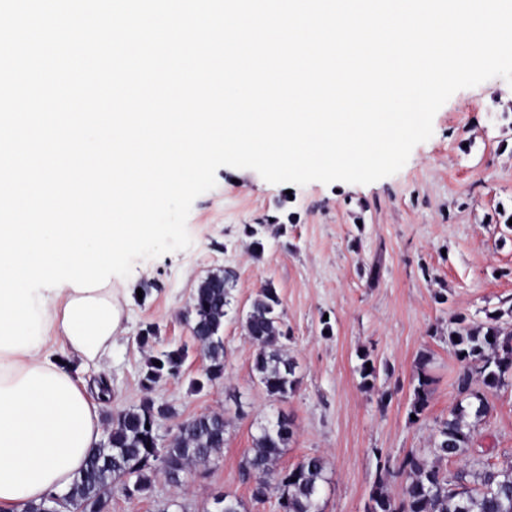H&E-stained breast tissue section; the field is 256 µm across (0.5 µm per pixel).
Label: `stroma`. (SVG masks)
<instances>
[{
    "instance_id": "1",
    "label": "stroma",
    "mask_w": 512,
    "mask_h": 512,
    "mask_svg": "<svg viewBox=\"0 0 512 512\" xmlns=\"http://www.w3.org/2000/svg\"><path fill=\"white\" fill-rule=\"evenodd\" d=\"M279 225L261 255L248 248V230ZM188 249L139 259L129 277H112L120 328L98 362L53 349L90 395L99 381L111 388L100 404L102 424L145 399L170 407L161 436L203 413L231 419L219 460L191 472L184 485L157 478L146 494L114 493L111 512H157L175 501L184 512H210L215 495L229 493L242 512H280L277 491L265 504L252 499L240 463L261 425L284 413L294 434L280 469L309 455L326 462L321 512H366L377 482L399 496L398 468L412 451L431 446L442 418L460 394L467 369L448 341L462 323L495 315L512 331V85L493 78L454 93L433 120V135L415 146L396 174L367 185L318 181L271 184L250 169L221 167L214 189L197 197ZM235 274L224 319V375L192 385L208 364L194 345L187 313L198 281L209 272ZM276 288L288 330L286 348L298 367V386L285 401L255 377L256 347L242 329L250 301ZM157 334L149 344L146 326ZM188 345L179 376L145 388L150 357ZM378 361L373 387L361 384V352ZM428 353L429 407L411 416L413 375ZM471 453L494 465L512 463V382L488 395Z\"/></svg>"
}]
</instances>
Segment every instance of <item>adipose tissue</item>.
Here are the masks:
<instances>
[{
	"mask_svg": "<svg viewBox=\"0 0 512 512\" xmlns=\"http://www.w3.org/2000/svg\"><path fill=\"white\" fill-rule=\"evenodd\" d=\"M42 345L0 350V512L65 492L100 437L98 404L49 355L47 341L103 358L120 323L112 291H49Z\"/></svg>",
	"mask_w": 512,
	"mask_h": 512,
	"instance_id": "adipose-tissue-1",
	"label": "adipose tissue"
}]
</instances>
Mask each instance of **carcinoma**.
<instances>
[{
	"label": "carcinoma",
	"instance_id": "obj_1",
	"mask_svg": "<svg viewBox=\"0 0 512 512\" xmlns=\"http://www.w3.org/2000/svg\"><path fill=\"white\" fill-rule=\"evenodd\" d=\"M233 281L230 270L213 272L198 282L193 294L188 312L193 340L209 360L195 381L199 387L224 374V318L231 305ZM280 306L276 289L267 286L251 300L242 328L256 345L253 370L259 382L269 396L286 400L296 389V362L286 350L288 331L284 330ZM448 340L468 366L458 381L462 399L439 422L428 452H412L403 459L399 466V474L405 476L401 496L392 497L380 483L370 496L367 512H512V465L497 468L470 454L473 429L491 409L488 393L512 379V331L501 327L498 317L490 316L483 323L454 332ZM187 357L185 345L151 357L143 375L144 387L178 375ZM360 360L362 384L370 387L377 367L366 351ZM428 363L424 353L416 362L411 413L417 417L428 408L432 383ZM169 413L170 408L157 406L151 399L118 413L106 440L91 449L85 468L68 491L28 503L21 512H45L47 508L102 512L117 489L126 497H137L160 475L180 485L189 467H206L219 458L230 425L225 414L212 412L191 418L164 439L157 432L156 421ZM292 435V421L283 414L260 428L241 461V476L253 483L252 498L258 504L266 502L273 486L279 492L281 512H319L326 481L324 458L307 456L284 472L278 470L282 449ZM450 459L464 462V468L448 474L442 463Z\"/></svg>",
	"mask_w": 512,
	"mask_h": 512
}]
</instances>
